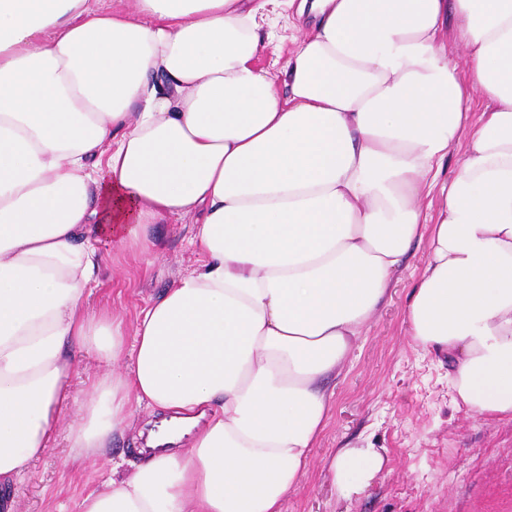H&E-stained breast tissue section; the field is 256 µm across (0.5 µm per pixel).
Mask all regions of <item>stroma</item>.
I'll return each instance as SVG.
<instances>
[{
  "instance_id": "obj_1",
  "label": "stroma",
  "mask_w": 512,
  "mask_h": 512,
  "mask_svg": "<svg viewBox=\"0 0 512 512\" xmlns=\"http://www.w3.org/2000/svg\"><path fill=\"white\" fill-rule=\"evenodd\" d=\"M297 10L296 0L267 6L264 28L274 36L257 66L278 72L296 39L311 32V16ZM190 229L178 218L150 226L151 254L104 243L88 309L134 326L143 303L195 264ZM425 262V244L413 242L342 366L331 416L284 512H512V420L457 407L447 359L423 352L407 334L406 307ZM76 419L71 408L59 415L49 451L9 488L13 512H74L80 495L102 487L100 462L71 461L69 430ZM368 446L382 449L380 470L364 491L339 499L329 473L333 455Z\"/></svg>"
}]
</instances>
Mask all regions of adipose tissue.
Segmentation results:
<instances>
[{"label":"adipose tissue","mask_w":512,"mask_h":512,"mask_svg":"<svg viewBox=\"0 0 512 512\" xmlns=\"http://www.w3.org/2000/svg\"><path fill=\"white\" fill-rule=\"evenodd\" d=\"M269 2L0 0V487L50 447L81 350L110 370L76 457L107 460L132 407L163 420L75 512H283L417 239L409 335L447 355L457 407L512 419V0H311L315 30L277 73L255 64ZM172 217L197 268L134 329L90 314L99 244L151 251ZM381 465L338 449L337 494ZM471 129L460 136L458 142H456L448 152V161L446 160L443 170L440 175V180H450L455 171L461 165L466 155V144L471 135Z\"/></svg>","instance_id":"adipose-tissue-1"}]
</instances>
